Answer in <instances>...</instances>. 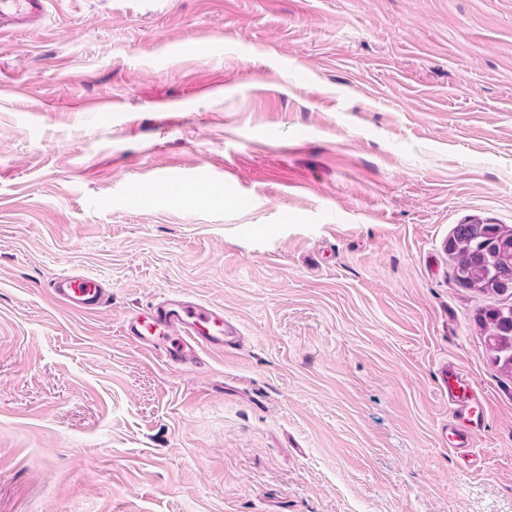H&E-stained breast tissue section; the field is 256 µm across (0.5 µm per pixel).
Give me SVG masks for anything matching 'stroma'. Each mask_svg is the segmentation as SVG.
<instances>
[{"label": "stroma", "mask_w": 512, "mask_h": 512, "mask_svg": "<svg viewBox=\"0 0 512 512\" xmlns=\"http://www.w3.org/2000/svg\"><path fill=\"white\" fill-rule=\"evenodd\" d=\"M475 217L512 225V0H49L0 38V512H512ZM169 293L239 348L127 339ZM52 297L69 310L91 314L108 301L106 288L96 278L63 271L56 274L50 284ZM439 389L448 398L451 420L443 430L448 450L460 457H474L472 433L484 419L485 402L473 387L467 374L452 364L441 367Z\"/></svg>", "instance_id": "stroma-1"}]
</instances>
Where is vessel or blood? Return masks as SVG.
<instances>
[{"label":"vessel or blood","mask_w":512,"mask_h":512,"mask_svg":"<svg viewBox=\"0 0 512 512\" xmlns=\"http://www.w3.org/2000/svg\"><path fill=\"white\" fill-rule=\"evenodd\" d=\"M48 0H0V34L40 21ZM52 297L69 310L91 314L108 301V294L96 278L63 271L50 284ZM125 333L147 346L164 365L187 372L201 362L202 351L222 352L238 345L239 335L224 316L222 307L189 299L178 293L162 297L148 312L128 316ZM439 389L448 398L450 421L443 431L451 453L473 454L472 433L484 419L485 402L467 374L454 365H443Z\"/></svg>","instance_id":"obj_1"}]
</instances>
